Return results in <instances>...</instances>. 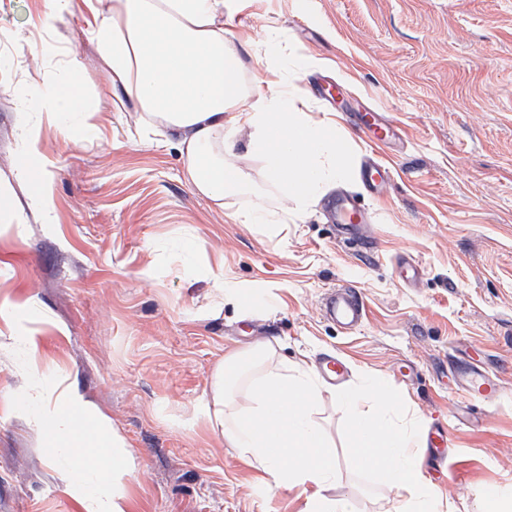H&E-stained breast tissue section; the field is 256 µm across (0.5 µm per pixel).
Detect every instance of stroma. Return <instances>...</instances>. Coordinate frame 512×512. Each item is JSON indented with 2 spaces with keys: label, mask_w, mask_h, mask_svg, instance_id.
<instances>
[{
  "label": "stroma",
  "mask_w": 512,
  "mask_h": 512,
  "mask_svg": "<svg viewBox=\"0 0 512 512\" xmlns=\"http://www.w3.org/2000/svg\"><path fill=\"white\" fill-rule=\"evenodd\" d=\"M47 0H0V205L24 217L0 228V512H87L49 459L42 430L12 402L20 389L77 388L135 462L125 512H302L297 490L270 494L238 449L200 418L232 349L270 344L278 361L368 374L399 410L442 431L423 446L425 472L459 512H483L512 487V0H241L224 27L248 33L241 74L267 54L297 71L306 110L335 123L356 158L387 166L383 196L362 178L327 190L276 233L231 212L285 205L245 150L233 162L251 187L216 203L187 183L176 137L144 133L140 113L112 92L90 35L86 0L43 28ZM77 70L91 116L79 131L35 112L38 151L51 162L52 211L33 214L34 183L17 180V110L41 72ZM382 109L401 130L375 149L350 113ZM362 201L371 241L331 220L337 196ZM192 241L193 262L177 250ZM424 269L407 286L402 259ZM264 297L222 303L216 276ZM354 288L366 309L348 332L322 315L330 289ZM39 338L28 358L26 338ZM479 355L503 386L491 405L452 390L459 350ZM325 381L314 418L342 461L356 512H385L393 492L346 468L348 430Z\"/></svg>",
  "instance_id": "35a3bbf8"
}]
</instances>
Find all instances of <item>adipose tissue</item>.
<instances>
[{"instance_id":"adipose-tissue-1","label":"adipose tissue","mask_w":512,"mask_h":512,"mask_svg":"<svg viewBox=\"0 0 512 512\" xmlns=\"http://www.w3.org/2000/svg\"><path fill=\"white\" fill-rule=\"evenodd\" d=\"M235 5L236 0H107L95 11L91 36L112 72L113 91L144 113L145 129L162 126L177 136L187 180L198 193L220 202L245 188L242 171L229 161L237 149L263 160L290 206H255L233 217L270 227L297 218L331 185L349 178V148L298 107L297 78L279 62L264 63L249 88H242L237 48L250 40L232 42L224 29V14ZM33 112L67 124L83 121L88 108L74 76L48 69L38 99L20 108L24 119ZM269 353L265 344L227 352L215 396L200 401L199 413L260 472L267 492L299 490L303 512H354L351 495L336 490V455L313 418L321 397L316 371L302 364L268 368L251 389L249 411L228 416L233 382ZM21 396L27 419L44 432L51 458L66 462L65 477L93 512H124L116 487L130 474L132 458L106 420L72 389L60 394L46 386L36 394L22 390ZM338 403L349 428L359 433L350 443L349 465L376 473L396 490L399 502L391 512H443L442 498L424 474L420 418L400 413L365 374ZM103 455L111 458L110 466L100 464Z\"/></svg>"}]
</instances>
